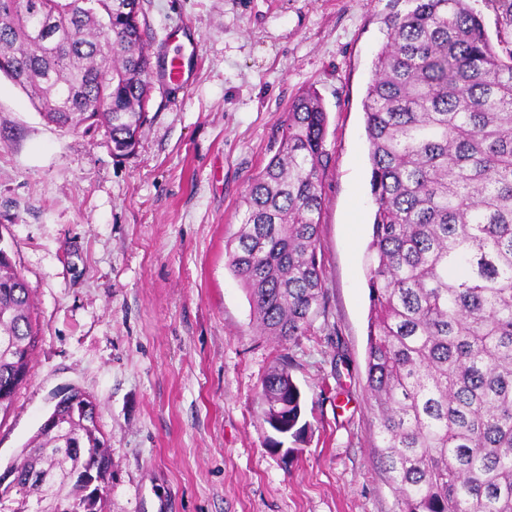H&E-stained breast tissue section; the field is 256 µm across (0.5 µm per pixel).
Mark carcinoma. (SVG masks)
<instances>
[{
  "label": "carcinoma",
  "mask_w": 512,
  "mask_h": 512,
  "mask_svg": "<svg viewBox=\"0 0 512 512\" xmlns=\"http://www.w3.org/2000/svg\"><path fill=\"white\" fill-rule=\"evenodd\" d=\"M387 20L364 101L375 204L366 252V390L380 467L400 512H512V47L468 0H407ZM127 0H0V73L48 121L106 128L112 155L147 124L155 64ZM328 118L318 93L292 101L278 148L244 196L226 244L262 336L306 335L324 298L318 260ZM0 409L40 341L32 290L0 257ZM268 447L302 438L303 398L284 360L262 381ZM11 463L14 512L49 496L105 512L71 483L112 465L92 415L59 402Z\"/></svg>",
  "instance_id": "1"
}]
</instances>
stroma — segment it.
Returning a JSON list of instances; mask_svg holds the SVG:
<instances>
[{
  "label": "stroma",
  "mask_w": 512,
  "mask_h": 512,
  "mask_svg": "<svg viewBox=\"0 0 512 512\" xmlns=\"http://www.w3.org/2000/svg\"><path fill=\"white\" fill-rule=\"evenodd\" d=\"M407 0H141L145 43L199 36L185 102L152 87L134 151L104 128L61 129L0 76V240L33 290L42 340L0 422V466L63 392L99 407L106 512H399L379 472L366 391V249L374 206L363 101L386 20ZM328 116L308 335L260 336L225 244L278 147L292 100ZM286 360L308 432L271 452L257 404Z\"/></svg>",
  "instance_id": "stroma-1"
}]
</instances>
